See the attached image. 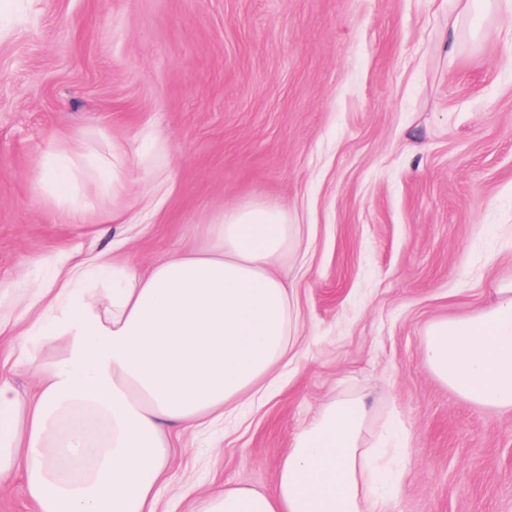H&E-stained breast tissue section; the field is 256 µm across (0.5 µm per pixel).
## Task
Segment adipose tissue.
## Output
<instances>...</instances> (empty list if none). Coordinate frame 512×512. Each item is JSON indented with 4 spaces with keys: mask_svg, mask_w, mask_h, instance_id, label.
<instances>
[{
    "mask_svg": "<svg viewBox=\"0 0 512 512\" xmlns=\"http://www.w3.org/2000/svg\"><path fill=\"white\" fill-rule=\"evenodd\" d=\"M128 153L115 141L89 162L57 145L38 185L76 220L123 222L105 204L129 190ZM87 165L93 202L78 188ZM299 244L285 212L254 202L225 209L200 245L150 268L112 248L71 262L59 287L26 283L20 311L0 314V335L21 342L0 363V486L21 476L37 512H159L172 437L223 425L287 356L295 304L277 268ZM96 278L111 281L107 295ZM32 342L60 343L61 355L41 362ZM423 357L469 400L512 407V283L475 316L431 322ZM20 366L34 396L13 385ZM368 419L363 397L334 400L294 436L273 491L219 485L178 498L187 512H395L398 479L371 463Z\"/></svg>",
    "mask_w": 512,
    "mask_h": 512,
    "instance_id": "1",
    "label": "adipose tissue"
}]
</instances>
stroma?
<instances>
[{
  "instance_id": "stroma-1",
  "label": "stroma",
  "mask_w": 512,
  "mask_h": 512,
  "mask_svg": "<svg viewBox=\"0 0 512 512\" xmlns=\"http://www.w3.org/2000/svg\"><path fill=\"white\" fill-rule=\"evenodd\" d=\"M0 0V292L63 252L125 241L149 265L224 209L268 201L300 230L279 269L295 340L271 390L184 437L176 487L269 491L292 436L363 396L398 512H512V409L422 359L427 325L512 281V0ZM129 144L127 223L71 222L36 186L51 144Z\"/></svg>"
}]
</instances>
